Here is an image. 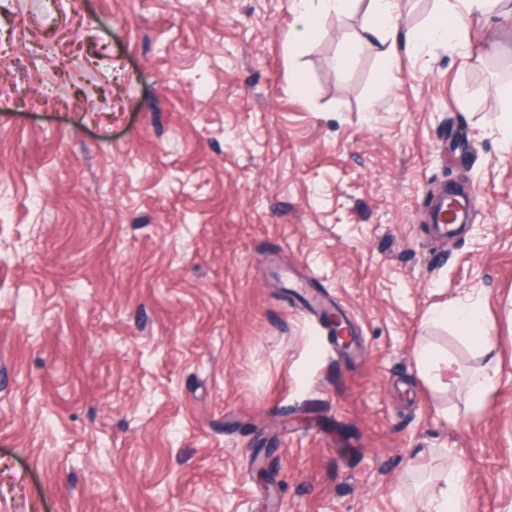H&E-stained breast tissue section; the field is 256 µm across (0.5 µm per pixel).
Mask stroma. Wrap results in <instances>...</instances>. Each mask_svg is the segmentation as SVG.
I'll use <instances>...</instances> for the list:
<instances>
[{"label": "stroma", "instance_id": "35a3bbf8", "mask_svg": "<svg viewBox=\"0 0 512 512\" xmlns=\"http://www.w3.org/2000/svg\"><path fill=\"white\" fill-rule=\"evenodd\" d=\"M298 17L0 0V512H512V13L387 70ZM324 320L328 326V328H326L335 338L336 344H339V341H341L339 345L344 348L351 345L352 336L350 335L349 327L341 315L337 314L336 311L326 310ZM343 323H345L344 329L342 327ZM453 317L463 331V337L476 340L485 355H490L494 351L495 344L490 330L486 327L482 314L472 310H456ZM467 512L465 483L461 475L453 477L449 489L443 492L433 512Z\"/></svg>", "mask_w": 512, "mask_h": 512}]
</instances>
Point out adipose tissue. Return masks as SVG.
Segmentation results:
<instances>
[{"mask_svg": "<svg viewBox=\"0 0 512 512\" xmlns=\"http://www.w3.org/2000/svg\"><path fill=\"white\" fill-rule=\"evenodd\" d=\"M441 19L424 26L411 38H401L396 22L399 0H370L362 16L365 33L379 36L383 47L385 64H392L400 49L418 51L438 42L448 40L456 34V26L462 13L489 14L494 12L502 0H438ZM354 0H301L299 26L288 39L289 48L310 39L319 29L322 16L327 12L342 15L350 11Z\"/></svg>", "mask_w": 512, "mask_h": 512, "instance_id": "obj_1", "label": "adipose tissue"}]
</instances>
